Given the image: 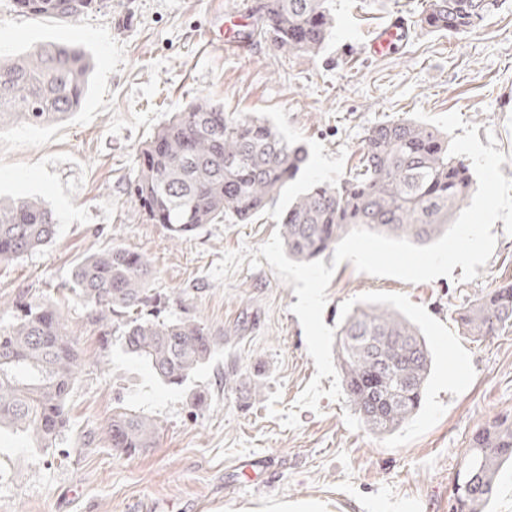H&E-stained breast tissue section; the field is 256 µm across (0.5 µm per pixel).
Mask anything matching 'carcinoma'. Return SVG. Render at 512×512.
Here are the masks:
<instances>
[{
    "instance_id": "1",
    "label": "carcinoma",
    "mask_w": 512,
    "mask_h": 512,
    "mask_svg": "<svg viewBox=\"0 0 512 512\" xmlns=\"http://www.w3.org/2000/svg\"><path fill=\"white\" fill-rule=\"evenodd\" d=\"M31 15L73 21L107 0H14ZM499 0H426L420 22L439 32L474 30ZM249 35L269 39L282 54H317L334 24L328 0H262ZM90 61L65 44L25 56L0 57V124L22 117L32 125L76 111L88 86ZM308 163L269 123L235 116L206 98L172 114L141 147L130 201L145 220L172 238L206 224L246 223L263 211ZM475 189L470 164L449 155L448 138L411 119L370 127L359 164L335 186L314 183L279 217L288 258L319 259L356 228L426 244L450 227ZM53 211L37 201H0V262L49 243ZM150 264L136 251L110 247L80 260L72 291L100 321H121L125 351L166 385L180 387L210 361L217 342L193 317L159 319L144 313L158 303L149 288ZM466 336L488 338L512 327V283L459 309ZM346 395L355 414L378 434L396 431L419 410L431 371L428 343L389 308L359 305L336 339ZM76 340L56 306L20 303V315L0 326V432L25 434L52 448L69 423L67 401L78 369ZM112 449L131 455L158 435L153 422L130 413L103 426ZM512 464V413L477 428L461 457L453 512H486L502 466Z\"/></svg>"
}]
</instances>
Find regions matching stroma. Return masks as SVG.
<instances>
[{"instance_id":"35a3bbf8","label":"stroma","mask_w":512,"mask_h":512,"mask_svg":"<svg viewBox=\"0 0 512 512\" xmlns=\"http://www.w3.org/2000/svg\"><path fill=\"white\" fill-rule=\"evenodd\" d=\"M424 0H332L334 28L317 55L279 54L255 38L237 56L208 41L212 0H109L73 22L18 13L0 0V51L69 45L94 62L82 106L42 126L0 124V196L41 200L54 212V239L0 263V325L20 300L51 301L80 349L67 403L69 427L56 447L0 439V512H451L460 459L471 433L512 411V327L475 339L455 312L512 281V235L496 221V244L478 276L423 283L359 272L351 261L326 291V326L339 328L360 304L396 308L422 331L433 362L424 404L398 430L367 429L347 399L296 402L314 377L292 285L269 264L242 265L218 283L210 268L224 252L257 248L278 216L319 180L336 185L355 166L366 130L385 120L450 112L494 136L512 178V0L482 26L449 35L418 23ZM403 15L410 26L397 51L377 57L362 44ZM226 112L274 125L304 146L299 183L247 224H208L171 238L146 223L127 187L138 149L172 113L196 97ZM122 246L150 262V286L168 299L165 317L190 316L209 328L217 355L183 386L163 384L127 354L120 333L70 292L87 254ZM251 372L259 396L225 385ZM154 420L152 447L116 453L102 433L112 414Z\"/></svg>"}]
</instances>
